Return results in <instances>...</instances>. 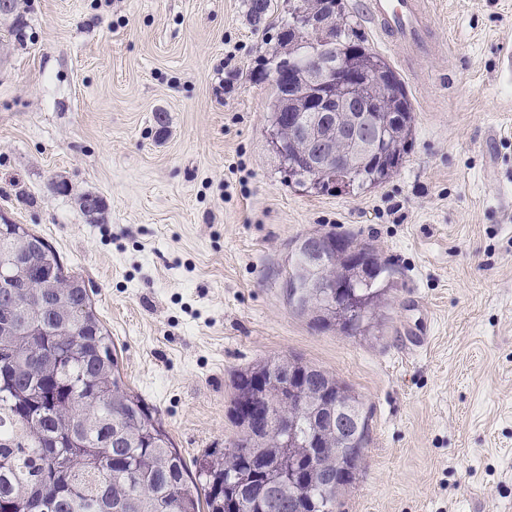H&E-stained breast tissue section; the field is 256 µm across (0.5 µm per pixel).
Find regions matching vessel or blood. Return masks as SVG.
<instances>
[{"instance_id":"1","label":"vessel or blood","mask_w":512,"mask_h":512,"mask_svg":"<svg viewBox=\"0 0 512 512\" xmlns=\"http://www.w3.org/2000/svg\"><path fill=\"white\" fill-rule=\"evenodd\" d=\"M365 13L380 37L413 56L434 55L428 0H366Z\"/></svg>"}]
</instances>
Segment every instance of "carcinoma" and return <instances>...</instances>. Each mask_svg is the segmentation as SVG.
Returning a JSON list of instances; mask_svg holds the SVG:
<instances>
[{"mask_svg": "<svg viewBox=\"0 0 512 512\" xmlns=\"http://www.w3.org/2000/svg\"><path fill=\"white\" fill-rule=\"evenodd\" d=\"M336 20V50L326 51L318 40L297 35L313 0L293 7L283 25L288 63L295 81L311 60L330 58L336 65V88L344 86L347 60L377 72L392 95L374 112H402L404 123L380 129L381 156L351 173L349 186L363 188L386 180L402 160L411 131L412 107L397 73L365 47L348 21L342 0H318ZM271 128L288 129L280 117L285 99L296 89L273 81ZM288 152L278 153L288 182L318 193L319 173L298 162L305 136H287ZM326 259L297 248L286 287L289 304L311 316L313 325L343 331H366L376 317L387 271L370 248L363 256L374 269L368 280L344 293L336 292L345 266L332 261L337 244L346 237L325 234ZM25 249L40 267L55 275V288L32 285L12 294L0 287V318L10 309L12 330L0 334V512H288L293 499L306 512H335L336 498L359 474L368 442V422L340 447L332 434L320 440V457H305L302 447L288 456V433L277 432L259 447L246 430L241 401L252 393L254 370L234 375L230 413L240 433L224 452L213 451L200 463L198 479L171 446L156 411L126 386L112 338L101 325L79 277L64 274L58 253L22 224H0V254ZM276 381L288 371L302 373L296 386L302 395L288 403L271 386L257 403L273 407L275 419L297 427V439L312 436L307 403L317 388L331 387V399L358 403L335 376L300 359L273 358L259 364ZM333 480L321 478L323 465Z\"/></svg>", "mask_w": 512, "mask_h": 512, "instance_id": "obj_1", "label": "carcinoma"}]
</instances>
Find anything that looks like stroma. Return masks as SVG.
Returning <instances> with one entry per match:
<instances>
[{"instance_id":"35a3bbf8","label":"stroma","mask_w":512,"mask_h":512,"mask_svg":"<svg viewBox=\"0 0 512 512\" xmlns=\"http://www.w3.org/2000/svg\"><path fill=\"white\" fill-rule=\"evenodd\" d=\"M296 3L271 0L257 25L248 0H13L0 217L86 281L125 382L188 467L237 436L235 371L297 357L368 416L336 512H512V83L498 68L512 0H432L427 59L344 0L404 82L413 135L385 182L320 194L287 183L270 143V71ZM86 193L102 213L84 214ZM328 232L389 264L365 334L288 304L299 240Z\"/></svg>"}]
</instances>
